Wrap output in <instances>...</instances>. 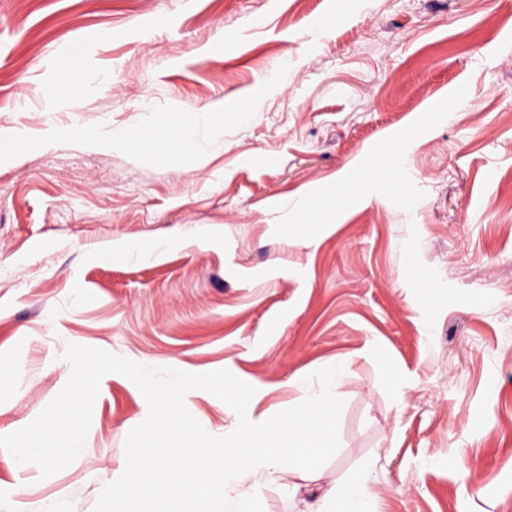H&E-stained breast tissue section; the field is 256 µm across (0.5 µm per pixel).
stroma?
Here are the masks:
<instances>
[{
	"label": "stroma",
	"mask_w": 512,
	"mask_h": 512,
	"mask_svg": "<svg viewBox=\"0 0 512 512\" xmlns=\"http://www.w3.org/2000/svg\"><path fill=\"white\" fill-rule=\"evenodd\" d=\"M243 100L193 153L81 138ZM399 137L404 170H376ZM316 197L335 223L292 238ZM120 239L160 250L98 258ZM72 344L260 382L256 418L344 358L318 484L367 465L380 512H512V0H0V436L62 390ZM189 407L237 425L214 395ZM145 417L105 378L51 480L0 448V512H93Z\"/></svg>",
	"instance_id": "1"
}]
</instances>
